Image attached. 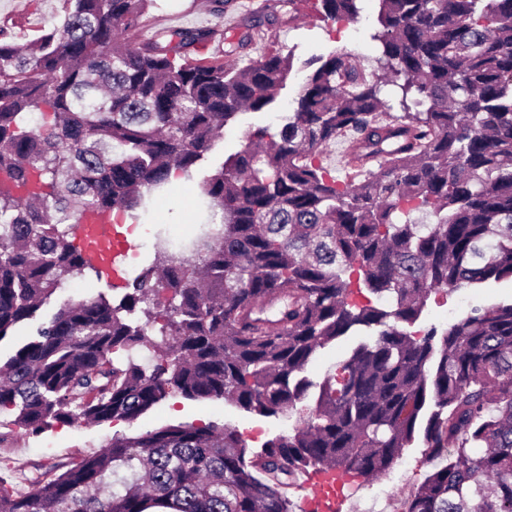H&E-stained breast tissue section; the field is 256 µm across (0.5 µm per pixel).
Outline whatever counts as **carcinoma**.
I'll return each instance as SVG.
<instances>
[{"label":"carcinoma","instance_id":"obj_1","mask_svg":"<svg viewBox=\"0 0 512 512\" xmlns=\"http://www.w3.org/2000/svg\"><path fill=\"white\" fill-rule=\"evenodd\" d=\"M66 2L31 44L0 32V341L89 271L78 224L148 210L292 69L280 49L242 68L194 59L212 28L138 50L125 34L152 0ZM319 2L332 21L358 14L357 0ZM380 4L382 74L332 52L288 122L249 131L202 182L195 221L223 225L218 239L189 251L160 229L162 264L118 303L67 302L0 362V412L33 436L132 421L175 393L296 412L292 431L257 452L227 425L115 436L25 492L0 480V512H294L299 473L379 476L419 433L433 467L405 512H512V299L408 330L436 290L512 280V0ZM388 82L400 114L380 122ZM344 132L356 182L320 164ZM364 289L376 302L350 300ZM353 329L372 339L320 383L302 376ZM142 345L153 362L114 358Z\"/></svg>","mask_w":512,"mask_h":512}]
</instances>
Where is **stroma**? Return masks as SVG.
Listing matches in <instances>:
<instances>
[{
	"label": "stroma",
	"instance_id": "stroma-1",
	"mask_svg": "<svg viewBox=\"0 0 512 512\" xmlns=\"http://www.w3.org/2000/svg\"><path fill=\"white\" fill-rule=\"evenodd\" d=\"M264 0H233L224 15H216L212 0H154L141 23L137 37L152 40L164 31L183 28H219L222 42H235L244 34V17L257 11ZM66 6L65 0H0V29L7 31L15 42L28 44L58 23ZM359 15L354 25L336 30L332 21L324 18L319 0H300L296 17L274 26L269 32L255 34L241 51L237 63L244 66L260 52L277 46L290 52L293 68L275 102L260 112L240 113L224 130L223 141L193 171L191 176L175 177L181 194L159 203L157 211L163 223H187L192 211L188 197L197 195L205 176L213 174L220 163L240 148L246 133L256 126L278 129L294 109V101L312 68L310 63L332 51L352 53L357 65L366 74L379 71L380 46L372 35L378 28L379 0H359ZM512 296V283L490 282L479 288H463L454 292L431 294L415 330L429 327L446 329L463 317L471 306ZM213 424L234 428L245 441L248 450H259L274 437L288 433L295 418L265 417L238 409L221 401H195L174 395L147 414L132 421L114 420L95 425L81 422L56 424L38 436L26 434L15 425L14 416L0 414V477L16 489L25 491L31 478L55 476L65 467L85 457L99 453L116 435L139 436L169 425L202 426ZM406 472L411 486H418L429 473L422 440H415L392 466L390 472L375 479L346 478V486L358 489L359 496L376 493L386 486L393 474Z\"/></svg>",
	"mask_w": 512,
	"mask_h": 512
}]
</instances>
